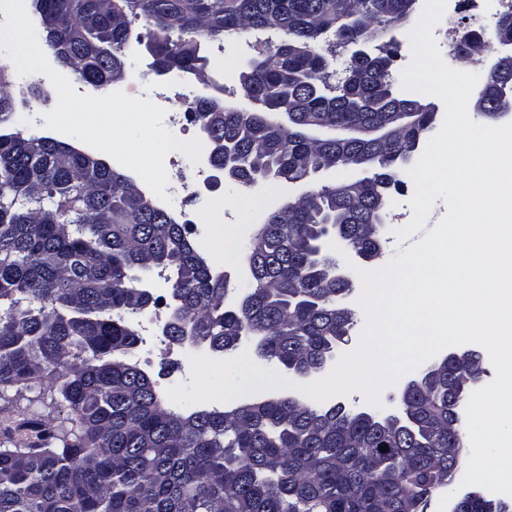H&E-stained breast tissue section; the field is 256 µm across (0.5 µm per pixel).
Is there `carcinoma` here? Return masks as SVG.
Here are the masks:
<instances>
[{"label": "carcinoma", "instance_id": "obj_1", "mask_svg": "<svg viewBox=\"0 0 512 512\" xmlns=\"http://www.w3.org/2000/svg\"><path fill=\"white\" fill-rule=\"evenodd\" d=\"M390 0H31L43 50L95 90L144 46L156 74H202L201 43L265 30L285 35L238 74L243 95L273 112L288 106V125L262 112L199 98L192 114L231 182L256 173L297 181L342 157L374 170L355 198L322 186L311 202L271 214L260 227L264 249L244 245L252 281L226 306L227 278L213 273L186 225L155 206L131 178L93 154L22 130L0 134V389L41 383L57 391L77 430L23 425L0 440V512H424L463 464L461 411L481 378L479 360L462 372L442 359L411 380L403 415L379 417L340 403L318 408L289 395L230 410L166 407L152 376L127 359L140 337L127 316L142 310L146 268L173 273L164 334L216 354L255 340L254 355L299 378L322 371L354 325L343 300L350 280L324 267L323 247L359 241L364 225L385 219L398 187L401 148L372 125L380 112H407L405 140L424 134L433 113L407 99L387 64L351 60L329 82L321 38L347 47L375 41L413 9ZM142 19L147 40L131 37ZM512 65L488 74L490 111ZM388 447L383 452L381 448ZM453 512H509L476 491Z\"/></svg>", "mask_w": 512, "mask_h": 512}]
</instances>
